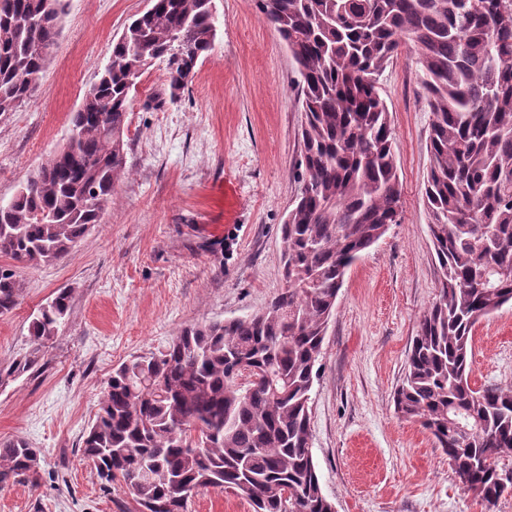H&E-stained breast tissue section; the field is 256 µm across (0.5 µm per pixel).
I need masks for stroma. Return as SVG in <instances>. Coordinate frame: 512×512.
I'll list each match as a JSON object with an SVG mask.
<instances>
[{
  "label": "stroma",
  "mask_w": 512,
  "mask_h": 512,
  "mask_svg": "<svg viewBox=\"0 0 512 512\" xmlns=\"http://www.w3.org/2000/svg\"><path fill=\"white\" fill-rule=\"evenodd\" d=\"M148 0H67L40 90L0 115V202L66 142L70 118ZM214 47L174 103L151 67L132 92L126 174L101 223L52 263L17 271L0 315V365L30 348L28 326L61 289L70 312L45 364L0 387V440L41 451V485L0 487V512H135L103 488L80 439L113 366L164 349L183 328L261 311L284 286L280 226L300 188L295 63L255 0H213ZM402 184L399 223L348 270L311 401L312 452L335 512H485L393 393L422 314L438 294L425 204L432 114L417 53L381 72ZM471 382L512 384V305L476 325Z\"/></svg>",
  "instance_id": "stroma-1"
}]
</instances>
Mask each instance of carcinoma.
Masks as SVG:
<instances>
[{
  "instance_id": "carcinoma-1",
  "label": "carcinoma",
  "mask_w": 512,
  "mask_h": 512,
  "mask_svg": "<svg viewBox=\"0 0 512 512\" xmlns=\"http://www.w3.org/2000/svg\"><path fill=\"white\" fill-rule=\"evenodd\" d=\"M296 64L303 152L281 225L285 287L260 312L185 328L165 350L112 370L83 457L137 512H186L193 488L230 490L253 512H332L310 438V401L344 276L399 222L391 116L378 76L418 54L432 113L425 186L439 272L395 412L420 423L463 489L493 512L512 467V386L470 383L473 330L512 305V0H257ZM66 0H0V114L40 87ZM217 28L211 0H153L112 43L71 116L75 139L0 205V314L19 304L15 268L51 263L101 223L124 174L131 92L165 64L162 104L192 82ZM70 309L59 291L29 326L30 350L0 384L40 366ZM38 488L41 453L0 441V487Z\"/></svg>"
}]
</instances>
